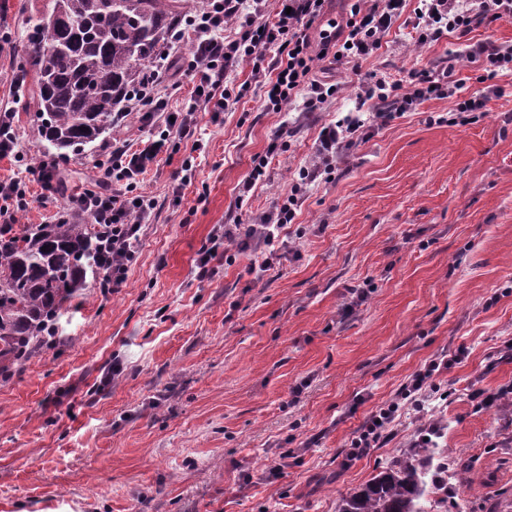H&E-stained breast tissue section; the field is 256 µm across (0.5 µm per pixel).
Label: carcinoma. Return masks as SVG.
Masks as SVG:
<instances>
[{
    "instance_id": "obj_1",
    "label": "carcinoma",
    "mask_w": 512,
    "mask_h": 512,
    "mask_svg": "<svg viewBox=\"0 0 512 512\" xmlns=\"http://www.w3.org/2000/svg\"><path fill=\"white\" fill-rule=\"evenodd\" d=\"M43 39L30 43L35 116L57 155L112 135V115L179 26L181 0H53ZM97 238L89 224H22L0 235V380L22 369L63 305L88 287ZM399 460L343 497L338 512H424L442 491L432 449Z\"/></svg>"
}]
</instances>
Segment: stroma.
<instances>
[{
	"label": "stroma",
	"mask_w": 512,
	"mask_h": 512,
	"mask_svg": "<svg viewBox=\"0 0 512 512\" xmlns=\"http://www.w3.org/2000/svg\"><path fill=\"white\" fill-rule=\"evenodd\" d=\"M416 0L360 67L333 66L338 92L322 112H269L244 99L219 121L199 113L192 150L161 156L142 189L156 207L126 282L101 293L95 278L65 303L53 346L0 381V512H336L404 451L422 424L405 410L390 437L348 460L364 417L393 399L430 360L466 349L436 376L445 428L440 452L466 461L448 512H512V409H476L472 387L512 384V75L470 124L454 101L430 99L386 125L360 130L328 181L299 201L295 223L262 278L251 252L197 277L196 260L220 226L271 211L310 160L322 123L365 109L372 73L403 79L454 64L493 36L512 44V19L414 45ZM53 0H0L14 31L0 55V102L15 114L18 147L42 158L31 93L11 80L26 67L27 33ZM289 148L254 195L238 188L280 125ZM195 152L187 185L176 173ZM96 142L60 162L72 193L92 187ZM370 281L351 306L350 287ZM295 458L277 479L282 449Z\"/></svg>",
	"instance_id": "1"
}]
</instances>
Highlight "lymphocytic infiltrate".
Returning <instances> with one entry per match:
<instances>
[{"label":"lymphocytic infiltrate","mask_w":512,"mask_h":512,"mask_svg":"<svg viewBox=\"0 0 512 512\" xmlns=\"http://www.w3.org/2000/svg\"><path fill=\"white\" fill-rule=\"evenodd\" d=\"M324 2L202 0L201 8L186 26L172 31L170 45L187 41L193 45L191 58L180 69L192 86L184 107L170 112L167 99L156 92V79L167 65L166 56H158L139 85L128 92L123 109L112 116L114 124L120 126L127 116L138 114L141 122L150 126L147 135L134 143L113 146L96 165L95 189L67 198L71 211L90 216L99 245L112 261L111 270L98 283L103 292L115 291L124 284L136 259L143 222L155 208L153 197L141 189L145 174L175 142L193 136L198 113L216 116L253 95L260 96L265 109L272 112L296 100L301 101L304 114L320 111L336 95L337 87L315 78V59L330 56L354 63L367 59L401 16L404 0H351L337 31L321 32L320 43L315 46L308 31L321 16ZM511 17L512 0H418L412 27L417 44L424 47L444 33L466 32L472 25L489 26ZM466 56L481 70L479 87L470 93L452 66L437 74L416 68L408 73L406 81L393 83L370 74L360 87L361 101H386L389 110L324 123L313 160L299 169L281 203L252 223L227 226L215 233L209 246L199 252L198 278H210V264L216 258L229 264L250 247L261 256L259 263L251 265V273L260 276L269 270L296 218L299 200L315 182L330 179L343 150L366 124L388 122L432 98H455V110L462 114L484 112L489 99L501 92L497 77L512 72V45L489 38L467 48ZM243 63L261 76L260 84L236 82V70ZM26 172L25 179L0 183V228L16 223L18 214L27 211L33 199L52 200L61 193L57 162L43 160L27 166ZM452 364L451 358L442 356L415 371L396 399L378 406L366 417L350 443L349 459L362 456L386 438L407 403L419 417L428 420L413 440V447H435L443 425L440 419L428 418L425 404L439 392L435 375Z\"/></svg>","instance_id":"f902f5d3"}]
</instances>
